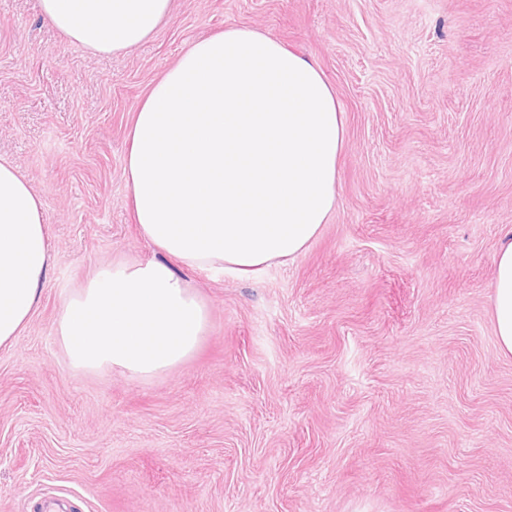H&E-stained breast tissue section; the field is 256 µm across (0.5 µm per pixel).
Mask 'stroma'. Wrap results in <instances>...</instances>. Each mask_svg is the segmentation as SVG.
Segmentation results:
<instances>
[{
	"mask_svg": "<svg viewBox=\"0 0 512 512\" xmlns=\"http://www.w3.org/2000/svg\"><path fill=\"white\" fill-rule=\"evenodd\" d=\"M246 25L315 62L345 114L338 200L295 263L185 277L196 353L149 379L71 368L64 301L140 235L133 116L196 40ZM0 157L44 204L40 305L0 347V512H512V0H171L92 55L0 0ZM492 318L500 350L512 355V232H507L495 254Z\"/></svg>",
	"mask_w": 512,
	"mask_h": 512,
	"instance_id": "35a3bbf8",
	"label": "stroma"
}]
</instances>
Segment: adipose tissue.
Listing matches in <instances>:
<instances>
[{"label": "adipose tissue", "instance_id": "obj_1", "mask_svg": "<svg viewBox=\"0 0 512 512\" xmlns=\"http://www.w3.org/2000/svg\"><path fill=\"white\" fill-rule=\"evenodd\" d=\"M170 0H40L94 54L148 39ZM124 176L141 236L163 260L100 270L70 295L56 336L78 371L137 378L184 363L208 328L178 268L258 278L297 260L336 207L345 121L319 67L251 27L195 41L151 87L128 133ZM495 334L512 355V232L495 254ZM50 269L44 205L0 159V346L40 305Z\"/></svg>", "mask_w": 512, "mask_h": 512}]
</instances>
